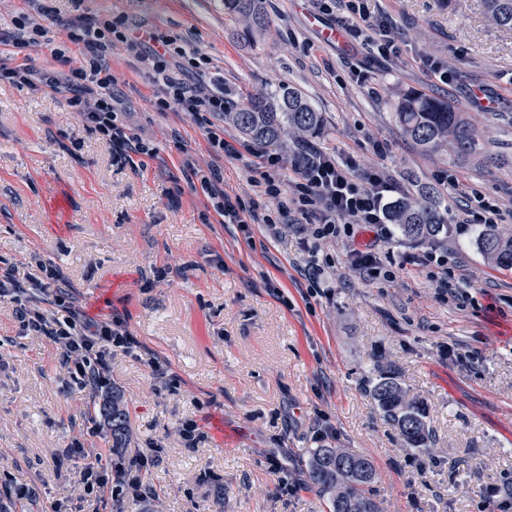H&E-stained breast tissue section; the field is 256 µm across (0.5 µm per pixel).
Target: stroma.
<instances>
[{"instance_id":"35a3bbf8","label":"stroma","mask_w":512,"mask_h":512,"mask_svg":"<svg viewBox=\"0 0 512 512\" xmlns=\"http://www.w3.org/2000/svg\"><path fill=\"white\" fill-rule=\"evenodd\" d=\"M256 30L224 0H85L88 15L109 14L141 30L180 33L210 60L234 105L291 86L321 112L318 135L283 136L294 158L305 146L332 149L360 169L382 168L394 198L428 185L451 229L435 242L372 230L321 241L326 288L310 292L301 270L304 225L221 224L191 188L194 170L220 167L224 189L254 196L245 160L214 155L187 114L151 104L149 72L123 45L112 73L131 133L154 157L116 163L64 98L0 85V259L20 281L39 263L62 268L94 318L120 319L139 346L109 357L108 386L129 420L126 448L113 463L157 448L150 504L127 499L123 512H328L305 481L310 449L346 448L371 458L382 512H480L479 492L512 482V270L494 267L477 245L478 225L458 233L463 205L482 199L512 227V30L498 27L484 0H371L385 15L396 57L326 35L335 18L311 0H262ZM447 63L449 83L423 65ZM484 88V111L471 89ZM446 101L480 133L475 152L451 160L402 131L395 104L408 91ZM191 166H184V159ZM374 244L379 275L360 274L352 249ZM448 256V280L466 289L439 297L406 255L430 248ZM158 360L168 371L153 376ZM389 366L408 397L423 401L429 448H411L369 394ZM102 395L70 390L51 344L21 335L0 300V485L9 512H48L73 493L80 474L72 442L108 448ZM200 437L188 447L182 427ZM288 458L284 476L266 456ZM36 488L37 497L23 496Z\"/></svg>"}]
</instances>
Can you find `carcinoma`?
<instances>
[{
	"label": "carcinoma",
	"instance_id": "cac0c4a2",
	"mask_svg": "<svg viewBox=\"0 0 512 512\" xmlns=\"http://www.w3.org/2000/svg\"><path fill=\"white\" fill-rule=\"evenodd\" d=\"M485 6L496 25L512 29V0H485ZM224 9L247 18L257 28L266 24L259 0H224ZM395 118L404 133L426 151L447 147L458 157L467 156L480 137L464 113L455 111L445 101L420 93L404 95L397 102ZM224 119L247 137L267 143L278 142L286 133H316L323 125L321 113L291 87L280 89L274 96H254L235 111L224 113ZM433 198V189L424 187L421 199L406 198L392 203L390 221L413 240L448 236V225L443 223ZM478 245L496 267L512 270V230H499L488 224L478 234ZM370 395L408 446L427 445V408L406 400L392 371L379 369V379ZM101 412L109 420L112 449L117 451L124 447L129 433L122 397L112 395V402L103 405ZM376 479V466L366 456L331 446L315 448L310 454L307 481L327 497L329 512H381L372 494Z\"/></svg>",
	"mask_w": 512,
	"mask_h": 512
}]
</instances>
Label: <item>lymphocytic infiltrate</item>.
I'll use <instances>...</instances> for the list:
<instances>
[{
  "instance_id": "1",
  "label": "lymphocytic infiltrate",
  "mask_w": 512,
  "mask_h": 512,
  "mask_svg": "<svg viewBox=\"0 0 512 512\" xmlns=\"http://www.w3.org/2000/svg\"><path fill=\"white\" fill-rule=\"evenodd\" d=\"M320 14L335 16L338 25L352 38L364 28L375 31L373 51L389 58L397 53L392 28L382 16H372L369 0H314ZM73 14L63 18L43 11L22 12L0 22V84L18 88H47L64 95L82 125L112 147L117 162L133 164L135 157L153 154L142 138L129 132L118 116V95L114 90L111 50L114 42L145 64L154 84L155 106L159 111L189 115L204 130L214 152L237 160L242 153L252 157V185L256 198L243 202L224 190L218 168L201 175L199 185L214 214L223 224H264L276 227L278 217L297 213L305 217L314 241L353 236L356 227L375 229L377 239L392 236L387 215V197L394 187L378 170L358 171L350 160L318 147H308L294 160H287L272 144H254L239 151L224 139L223 78L211 75L210 62L188 39L159 29L143 33L125 20L108 15L88 16L83 0H71ZM51 47L60 70L37 67L32 54ZM82 55L72 65L71 50ZM263 198L276 200V210L261 208ZM53 289L47 305H39L19 282L10 266H0V298L9 299L25 335L49 340L60 363L82 390L102 392L113 349L132 350L136 340L120 319L89 317L69 291L59 270L43 266ZM70 454L80 469L85 496L104 502L130 498L144 501L153 492L146 476L159 462L157 449L140 454L135 472L108 471L100 452L76 447Z\"/></svg>"
}]
</instances>
